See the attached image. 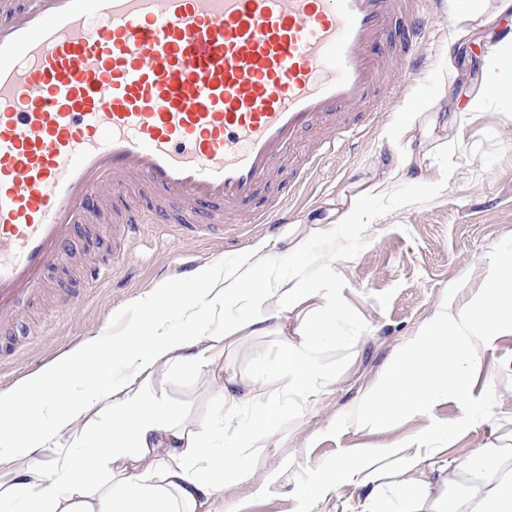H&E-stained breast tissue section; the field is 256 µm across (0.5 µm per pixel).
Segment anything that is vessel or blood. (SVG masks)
Listing matches in <instances>:
<instances>
[{"mask_svg": "<svg viewBox=\"0 0 512 512\" xmlns=\"http://www.w3.org/2000/svg\"><path fill=\"white\" fill-rule=\"evenodd\" d=\"M424 0H0V324L42 285L103 184L198 238L251 204L300 133L421 65Z\"/></svg>", "mask_w": 512, "mask_h": 512, "instance_id": "obj_1", "label": "vessel or blood"}]
</instances>
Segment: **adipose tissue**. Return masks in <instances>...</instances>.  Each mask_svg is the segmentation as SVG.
<instances>
[{"label": "adipose tissue", "mask_w": 512, "mask_h": 512, "mask_svg": "<svg viewBox=\"0 0 512 512\" xmlns=\"http://www.w3.org/2000/svg\"><path fill=\"white\" fill-rule=\"evenodd\" d=\"M306 255L300 243L279 254L271 266L258 267L246 258L239 273L221 276L199 269L191 286L156 289L152 306L138 310L126 328L112 334L111 353L88 341L1 394L0 441L16 437V424L25 422L19 437L34 459L26 472L0 484V512H210L211 492L243 479L249 451L266 445L280 413L269 399L271 384L313 391L321 378L320 347L335 336L337 320L348 314L300 277L275 275V265L297 269ZM306 303L311 306L308 322L297 339L284 340L276 365L248 372L225 369L218 399L224 423H232L241 406L252 404L257 411L247 430L234 435L223 458L214 457L207 429L188 427L178 411L148 388L135 389L112 378L115 358L135 376L161 362L211 366L210 349H228L272 327H286L289 310ZM232 306L242 309V316L224 318ZM174 314L181 318L180 327L169 324ZM91 356L96 359V388L76 392ZM97 405L109 411L112 425L80 432V440L93 442V449L54 462L39 457V450ZM457 432V427L437 425L427 435L432 446L426 451L385 450L383 456L391 460L386 469L374 456L357 467L339 462L332 475L315 476L302 499L312 503L340 482L352 481L369 488L362 512H512V448H482L464 460L438 461V443ZM386 475L393 479L388 489L380 484Z\"/></svg>", "instance_id": "1"}]
</instances>
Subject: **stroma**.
I'll list each match as a JSON object with an SVG mask.
<instances>
[{"label": "stroma", "mask_w": 512, "mask_h": 512, "mask_svg": "<svg viewBox=\"0 0 512 512\" xmlns=\"http://www.w3.org/2000/svg\"><path fill=\"white\" fill-rule=\"evenodd\" d=\"M460 13L456 0H436L439 25L428 41L421 75H403L398 106L364 115L352 144L319 154V136L304 134L282 159L273 184L253 202L278 203L284 224L247 216L225 220L223 236L194 238L166 224L145 226L120 254L112 252V226L89 230L73 246L71 265L52 273L33 300L23 301L13 326L0 330V393L95 339L102 329L127 323L153 301V291L179 284L183 259L194 267L227 272L243 257L263 264L305 239L301 275L345 306L336 340L320 351L323 379L309 400L280 398L286 415L275 421L266 448L252 459L243 481L216 490L213 512H296V473L316 467L341 449L393 446L430 421L462 415L451 399L387 429L352 425L338 437L325 431L375 386L396 352L440 310L445 289L461 288L449 312L457 314L484 283L492 247L512 236V108L487 98L478 111L466 104L480 86L484 66L498 59L512 80V11L502 0H474ZM320 162L298 188L281 195L292 167L312 155ZM355 209L356 226L340 218ZM111 275L91 278L93 269ZM278 336H259L233 353L215 348L222 364L247 369L278 359ZM473 396L495 387L493 418L471 426L443 455L464 459L497 440L512 439V332L479 351ZM167 405L197 426H213L218 382L186 364L157 366L140 378Z\"/></svg>", "instance_id": "stroma-1"}]
</instances>
